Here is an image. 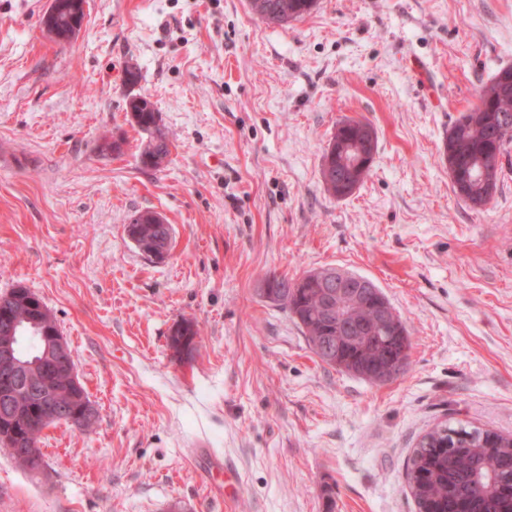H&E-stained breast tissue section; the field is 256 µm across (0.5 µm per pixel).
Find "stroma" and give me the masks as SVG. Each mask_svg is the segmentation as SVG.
Wrapping results in <instances>:
<instances>
[{
  "label": "stroma",
  "mask_w": 512,
  "mask_h": 512,
  "mask_svg": "<svg viewBox=\"0 0 512 512\" xmlns=\"http://www.w3.org/2000/svg\"><path fill=\"white\" fill-rule=\"evenodd\" d=\"M48 7L0 0V295L46 304L98 419L42 431L41 475L0 449V512H417L405 471L427 432L512 433V151L480 210L444 156L512 67V0H318L282 27L248 0H87L68 44L43 31ZM135 94L171 142L156 170ZM345 119L377 149L339 199L321 167ZM146 211L172 226L165 261L126 234ZM322 267L402 314L405 373L375 386L322 363L260 294ZM185 319L200 338L181 359ZM201 440L235 494L202 481ZM198 330L192 321L182 320L172 331L170 347L179 355H191L195 350ZM184 341V342H183Z\"/></svg>",
  "instance_id": "1"
}]
</instances>
